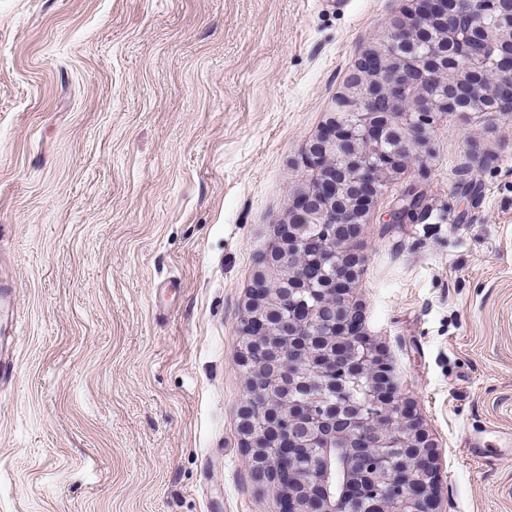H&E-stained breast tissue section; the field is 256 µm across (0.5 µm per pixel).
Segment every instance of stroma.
<instances>
[{
  "label": "stroma",
  "mask_w": 512,
  "mask_h": 512,
  "mask_svg": "<svg viewBox=\"0 0 512 512\" xmlns=\"http://www.w3.org/2000/svg\"><path fill=\"white\" fill-rule=\"evenodd\" d=\"M406 0H0V512H279L239 313L362 53ZM415 217L388 221L402 192ZM350 293L433 435L443 512H512V112L438 114ZM487 431L474 432L469 434L463 442V452L475 459L482 461H490L498 454V448H487V441H485L483 434Z\"/></svg>",
  "instance_id": "1"
}]
</instances>
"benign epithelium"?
Segmentation results:
<instances>
[{
    "label": "benign epithelium",
    "instance_id": "benign-epithelium-1",
    "mask_svg": "<svg viewBox=\"0 0 512 512\" xmlns=\"http://www.w3.org/2000/svg\"><path fill=\"white\" fill-rule=\"evenodd\" d=\"M477 110L512 112V0H411L357 61L304 154L310 178L255 265L240 316L238 362L250 373L243 442L251 470L279 492L280 512H352L345 487L376 496L380 483L388 495L373 512H441L436 443L400 398L384 351L346 332L355 312L343 285L357 277L359 238L383 186L422 157L435 114ZM418 205L409 190L388 223ZM311 222L328 241L313 256L303 246ZM305 262L321 267L320 280L298 276ZM271 313L283 317L276 330L245 337Z\"/></svg>",
    "mask_w": 512,
    "mask_h": 512
}]
</instances>
